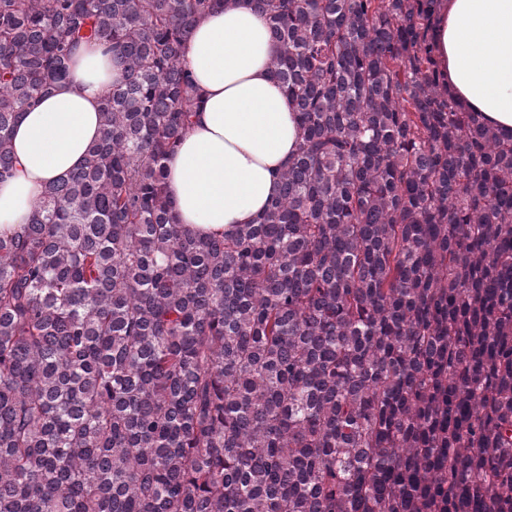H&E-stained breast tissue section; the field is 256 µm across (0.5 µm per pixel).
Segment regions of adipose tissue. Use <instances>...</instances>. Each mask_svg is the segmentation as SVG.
I'll return each instance as SVG.
<instances>
[{
  "mask_svg": "<svg viewBox=\"0 0 512 512\" xmlns=\"http://www.w3.org/2000/svg\"><path fill=\"white\" fill-rule=\"evenodd\" d=\"M434 42V60L456 97L511 134L512 0H441ZM278 51L250 0L211 12L184 47L201 104L165 165L178 220L195 232L254 223L279 193L278 174L300 134L271 68ZM115 78L110 54L80 47L66 80L24 110L12 137L16 169L0 181V231L28 223L45 186L83 164Z\"/></svg>",
  "mask_w": 512,
  "mask_h": 512,
  "instance_id": "1",
  "label": "adipose tissue"
}]
</instances>
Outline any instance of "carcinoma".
I'll return each mask as SVG.
<instances>
[{"mask_svg": "<svg viewBox=\"0 0 512 512\" xmlns=\"http://www.w3.org/2000/svg\"><path fill=\"white\" fill-rule=\"evenodd\" d=\"M225 2L0 0V181L80 44L119 73L0 232V512H512V134L435 67L438 0H253L301 142L200 236L164 160Z\"/></svg>", "mask_w": 512, "mask_h": 512, "instance_id": "carcinoma-1", "label": "carcinoma"}]
</instances>
